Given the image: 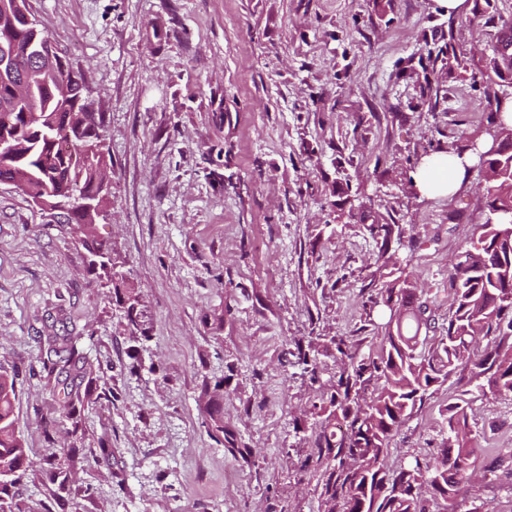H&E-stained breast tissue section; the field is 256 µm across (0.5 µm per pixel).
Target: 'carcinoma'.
Instances as JSON below:
<instances>
[{
    "label": "carcinoma",
    "mask_w": 512,
    "mask_h": 512,
    "mask_svg": "<svg viewBox=\"0 0 512 512\" xmlns=\"http://www.w3.org/2000/svg\"><path fill=\"white\" fill-rule=\"evenodd\" d=\"M14 0H0V58L13 59V69L0 71V183L16 179L17 165L30 173L20 186L32 201L55 200L64 223L76 226L90 255V270L112 285L116 305L127 320L133 340L149 339L143 329L142 297L117 274L105 242L94 235L97 215L75 205L94 199L106 208L109 198H99L98 186L109 168L103 151L101 126L88 111L82 72L55 50L43 61L32 42L50 40L35 33ZM498 136L497 149L484 161L487 209L512 217V125L502 112L490 116L487 125L463 133L468 142ZM80 135L69 142L67 133ZM479 237L458 256L450 274L453 302L448 326L432 342H420L421 329L431 328L427 306L418 288L404 278L370 295L366 322L381 333V347L361 355L351 336H309L302 364L310 380L328 376V391L312 404V421L296 428L309 433L313 454L300 462L303 471L317 476L319 512H429L423 489L435 503H448L477 456L469 413L474 401L490 394L512 398V233L497 223L478 225ZM370 232L378 248L377 260L389 266L388 249L401 238L397 224H372ZM488 339L478 349L480 339ZM334 346L335 368L320 365V348ZM470 369L472 387L447 406L441 428L440 448L430 457L391 469L388 448L400 427L424 404L430 389L457 369ZM16 374L0 368V512H24L14 502L17 483L34 462L16 426ZM205 425L212 434L224 432L222 385L206 390ZM59 492L70 490L76 475L61 467L45 472Z\"/></svg>",
    "instance_id": "carcinoma-1"
}]
</instances>
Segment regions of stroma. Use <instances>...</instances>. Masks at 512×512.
<instances>
[{
  "mask_svg": "<svg viewBox=\"0 0 512 512\" xmlns=\"http://www.w3.org/2000/svg\"><path fill=\"white\" fill-rule=\"evenodd\" d=\"M30 0L74 66L104 129L111 200L97 237L140 291L151 336L133 349L113 290L89 270L67 224L0 183V365L16 370L17 428L35 463L23 512H318L294 431L318 393L297 363L309 332L355 336L363 303L391 277L369 227L396 224L389 253L439 322L450 270L487 212L483 172L459 191L412 192L418 158L487 123V91L512 94L497 40L512 0ZM93 368L53 369L63 337ZM468 378L452 374L393 437L389 465L433 454L443 412ZM224 389V433L200 398ZM86 437L72 448L67 391ZM480 454L459 512H512V400L476 401ZM109 448L95 460L86 451ZM73 470L64 498L44 473Z\"/></svg>",
  "mask_w": 512,
  "mask_h": 512,
  "instance_id": "35a3bbf8",
  "label": "stroma"
}]
</instances>
